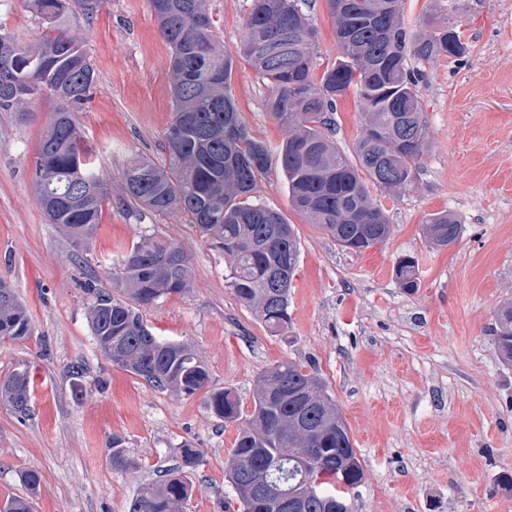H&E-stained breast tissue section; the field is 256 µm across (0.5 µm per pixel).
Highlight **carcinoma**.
<instances>
[{
	"instance_id": "carcinoma-1",
	"label": "carcinoma",
	"mask_w": 512,
	"mask_h": 512,
	"mask_svg": "<svg viewBox=\"0 0 512 512\" xmlns=\"http://www.w3.org/2000/svg\"><path fill=\"white\" fill-rule=\"evenodd\" d=\"M99 0H31L44 26L40 41L25 44L0 32L14 47L0 57V112H18L47 97L52 115L38 144L32 182L46 221L75 247L88 240L112 204L108 184L82 149L77 112L97 82L87 52L70 29L93 15ZM161 37L171 49L173 120L165 135L169 164L140 158L123 172L127 201L152 213L179 209L205 241L224 252L229 287L275 336L286 337L288 298L300 242L293 225L254 201L268 173L267 147L254 139L231 93L234 58L217 46L206 0H150ZM405 0H326L338 55L321 72L311 68L316 33L305 0H251L240 54L271 84L267 109L288 129L278 159L293 206L336 243L362 252L384 243L392 225L370 187L401 192L414 184L428 142L419 96L420 65L467 52L458 26L436 16L421 29L404 24ZM353 93L364 122L355 156L332 139L337 98ZM462 226L455 215L429 216L424 236L432 247L456 244ZM191 262L176 243L142 237L112 269V290L91 287L92 335L112 364L159 390L192 396L209 383L207 365L185 343L157 336L140 308L190 287ZM401 288L419 287L414 257L399 259ZM32 317L15 288L0 280V343L32 336ZM501 360L512 364V302L497 308L490 328ZM0 398L16 412L31 410L27 369L0 379ZM208 406L238 433L225 463L241 512H354L350 491L364 469L328 385L318 371L282 360L260 374L250 414L230 390L209 394ZM182 472L141 488L128 512H179L190 484L186 472L201 462L197 449H181ZM129 462L112 438V467ZM272 472L255 487L249 474ZM27 496L8 499L0 512H32L40 485L33 470L21 474Z\"/></svg>"
}]
</instances>
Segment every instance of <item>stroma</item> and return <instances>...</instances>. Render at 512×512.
<instances>
[{
    "instance_id": "1",
    "label": "stroma",
    "mask_w": 512,
    "mask_h": 512,
    "mask_svg": "<svg viewBox=\"0 0 512 512\" xmlns=\"http://www.w3.org/2000/svg\"><path fill=\"white\" fill-rule=\"evenodd\" d=\"M249 4L206 0L221 46L237 56L231 90L241 116L269 149L257 200L294 224L300 240L288 335H271L239 302L228 260L179 210L116 205L74 247L45 222L29 176L50 102L28 104L26 121L0 112V279L16 288L34 326L30 338L0 346V376L25 367L35 375L28 415L0 402V505L23 494L19 475L32 469L41 476L34 512H127L143 486L180 466L189 445L203 461L189 474L181 512H235L224 462L238 427L211 413L207 393L232 390L250 411L259 374L296 360L316 364L360 454L356 512H512V366L489 334L495 308L512 299V0H406L409 20L433 14L459 25L468 51L424 64L426 151L409 191L373 190L392 233L360 254L291 206L278 160L288 133L267 109L268 82L239 54ZM305 12L321 69L337 55L332 19L325 0H309ZM0 30L35 43L43 26L28 0H0ZM75 35L97 72L78 124L117 201L128 162L167 160L170 49L149 0H103ZM333 120L337 145L353 155L363 134L353 95L337 99ZM440 211L454 214L462 232L436 250L422 226ZM145 233L176 242L191 261L184 295L141 310L160 336L188 344L207 364L208 389L191 397L113 365L91 332L88 288L109 286V272ZM405 255L418 263L413 293L395 279ZM116 435L130 458L122 469L112 466Z\"/></svg>"
}]
</instances>
